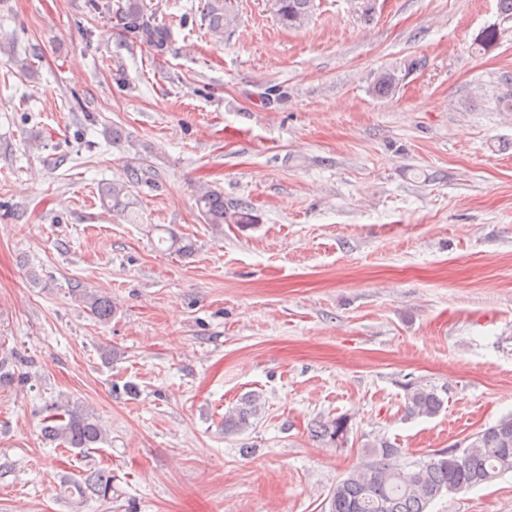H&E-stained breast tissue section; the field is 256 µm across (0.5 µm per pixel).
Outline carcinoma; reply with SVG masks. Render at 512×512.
<instances>
[{
  "mask_svg": "<svg viewBox=\"0 0 512 512\" xmlns=\"http://www.w3.org/2000/svg\"><path fill=\"white\" fill-rule=\"evenodd\" d=\"M313 0H275V11L282 25L304 26L310 17ZM122 31L128 41L143 44L163 54L172 40V27L157 21L143 0H120L117 8ZM204 21L212 38L224 40V29L234 20L231 0H206ZM142 168L132 167L127 181L100 187L102 202L114 210L126 212L134 205L130 187L141 182ZM197 207L209 224L221 226L254 224L251 206L246 202L227 204L224 194L203 188L196 198ZM74 297L95 320L112 319V299L101 293L77 288ZM444 399L437 390L422 385L406 390V413L411 417H433L440 413ZM261 410L260 396H245L224 414V435H238L253 426ZM323 444L338 447L347 441L349 421L338 416L319 422L313 429ZM43 436L70 451L84 455L107 441V431L99 419L84 410L52 403L45 408ZM366 463L339 480L329 497V512H428L439 496L488 483L500 474L512 471V418L500 420L469 438L461 448L437 450L404 472L391 464L398 448L389 440L377 437L363 444ZM60 494L71 500L74 508L96 499L112 501V475L96 466L82 472L81 479L65 483Z\"/></svg>",
  "mask_w": 512,
  "mask_h": 512,
  "instance_id": "obj_1",
  "label": "carcinoma"
}]
</instances>
